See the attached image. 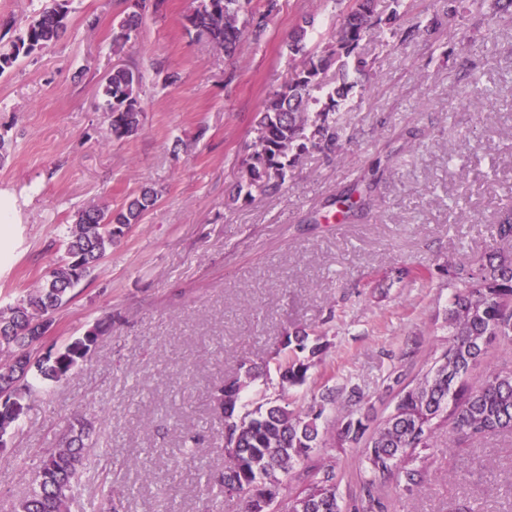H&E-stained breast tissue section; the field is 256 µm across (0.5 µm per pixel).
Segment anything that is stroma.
Returning a JSON list of instances; mask_svg holds the SVG:
<instances>
[{
	"instance_id": "stroma-1",
	"label": "stroma",
	"mask_w": 512,
	"mask_h": 512,
	"mask_svg": "<svg viewBox=\"0 0 512 512\" xmlns=\"http://www.w3.org/2000/svg\"><path fill=\"white\" fill-rule=\"evenodd\" d=\"M191 6L145 9L139 35L116 49L112 27L127 0H69L65 37L0 73V192L19 211L0 254V297L38 285L78 210L121 209L147 185L159 192L35 349L58 348L99 319L109 325L69 378L36 396L0 453V512L77 413L92 417L98 447L112 451L87 466L83 484L107 481L121 495L72 512H243L218 482L224 416L211 393L244 363L258 373L243 393L249 411L268 401L307 406L337 390L322 427L330 445L312 457L334 466L342 501L353 503L362 447L339 443L342 421L358 409L376 427L394 408L396 374L430 366L448 336L447 268L478 263L512 198V9L450 13L441 0H417L440 16L428 40L374 30L363 44L374 61L367 91L338 113L347 137L335 155L310 151L280 192L245 199L243 161L257 113L288 75L289 36L307 20L311 42L328 38L330 6L280 0L260 43L231 57L187 29ZM117 65L145 76L142 128L122 140L99 107ZM169 73L178 80L168 86ZM368 176L369 217L336 221L327 200ZM395 267L412 280L380 294L378 280ZM297 327L321 333L325 349L306 384L289 387L271 354ZM191 436L200 440L193 452ZM455 438L444 423L432 457L414 460L430 488L377 486L386 512L467 503L501 512L512 435L449 448Z\"/></svg>"
}]
</instances>
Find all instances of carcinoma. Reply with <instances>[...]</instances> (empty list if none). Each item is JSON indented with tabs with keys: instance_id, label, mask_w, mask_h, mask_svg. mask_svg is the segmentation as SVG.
I'll use <instances>...</instances> for the list:
<instances>
[{
	"instance_id": "obj_1",
	"label": "carcinoma",
	"mask_w": 512,
	"mask_h": 512,
	"mask_svg": "<svg viewBox=\"0 0 512 512\" xmlns=\"http://www.w3.org/2000/svg\"><path fill=\"white\" fill-rule=\"evenodd\" d=\"M331 3L332 36L322 48L306 49L308 27L305 20L295 26L288 50L294 56L288 77L257 113L259 136L244 162L245 180L239 189L258 187L263 191L282 188L288 168L309 150L332 153L343 138V127L336 120L355 89L366 90L361 78L368 75L373 60L360 52L372 30L385 28L403 42L431 34L438 18L422 11L405 30L397 27L399 18L412 11L415 0H390L387 9L361 14L365 0H327ZM278 12V0H266L264 10L252 8V0H193L185 20L198 35L206 37L224 54H235L249 36L266 30ZM68 10L60 0H50L19 28L5 50H0V73L12 67L19 57H28L57 43L67 29ZM142 14L127 13L112 28V44L119 47L140 32ZM335 68V81L324 82L329 68ZM144 76L128 67H117L102 86V107L108 114L112 135L118 139L137 135L141 129V90ZM157 192L144 189L125 208L88 206L66 226L61 240L64 255L43 276L34 290L0 306V352L11 357L0 365V391L20 409L29 408L40 384L59 383L82 362L100 336L107 331L97 321L80 336L58 349L33 357L31 350L40 342L39 327L51 324V315L72 302L75 289L100 264L125 231L140 223L145 211L154 206ZM342 220L361 219L366 214L364 198L356 189L341 192L331 202ZM499 246L471 267L451 266L448 278L455 291L448 303L446 324L448 343L425 372L405 383L397 394L394 412L376 429L366 434L361 418H349L339 431L340 440L365 441L362 467L366 506L371 512H384V503L375 495L377 480L391 476L405 481V489L426 486L424 470L408 468L417 450L435 447V429L448 418L453 429L467 439L512 432V370L493 369L477 388L466 377L494 339L512 342V211H500L495 224ZM288 355L277 360L282 382L302 385L310 361L326 345L320 337L310 338L304 328L287 336ZM256 379L251 367H240L236 378L217 386L213 400L224 413L232 432L238 435L237 449L225 453L221 485H237L245 512L256 504L271 503L276 512H343L336 490L334 466L311 467L308 481L292 496L288 481L295 466L310 459L316 448L327 446L320 419L326 406L336 403L332 390L321 395L320 403L306 408L267 402L243 416L238 414L242 392ZM19 427V416L0 412V440L12 439ZM92 421L74 417L67 433L55 448L42 455L29 491L11 504L10 512H71L82 495V469L87 457L98 451L90 440Z\"/></svg>"
}]
</instances>
